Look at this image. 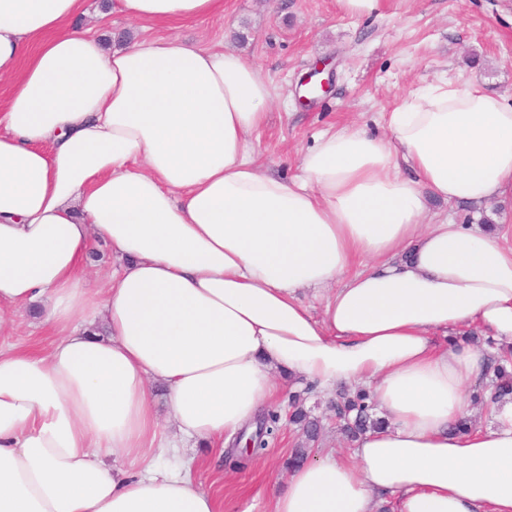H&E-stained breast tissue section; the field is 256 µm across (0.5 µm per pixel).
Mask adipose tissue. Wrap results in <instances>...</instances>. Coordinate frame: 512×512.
I'll list each match as a JSON object with an SVG mask.
<instances>
[{
	"instance_id": "1",
	"label": "adipose tissue",
	"mask_w": 512,
	"mask_h": 512,
	"mask_svg": "<svg viewBox=\"0 0 512 512\" xmlns=\"http://www.w3.org/2000/svg\"><path fill=\"white\" fill-rule=\"evenodd\" d=\"M223 9L112 0L142 26ZM82 12L0 0V334L22 310L57 334L0 345V512H218L186 449L224 447L297 382L365 386L387 425L291 468L268 512H512V397L455 432L489 355L446 343L474 325L512 344V246L421 224L429 195H512V102L439 81L389 137L323 134L287 181L260 162L271 90L239 53L110 48ZM97 237L120 264L94 292ZM327 287L314 316L300 293Z\"/></svg>"
}]
</instances>
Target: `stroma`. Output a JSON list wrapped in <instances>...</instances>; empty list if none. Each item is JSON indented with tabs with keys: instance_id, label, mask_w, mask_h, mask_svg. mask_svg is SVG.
I'll list each match as a JSON object with an SVG mask.
<instances>
[{
	"instance_id": "obj_1",
	"label": "stroma",
	"mask_w": 512,
	"mask_h": 512,
	"mask_svg": "<svg viewBox=\"0 0 512 512\" xmlns=\"http://www.w3.org/2000/svg\"><path fill=\"white\" fill-rule=\"evenodd\" d=\"M223 18L142 30L86 0L79 26L98 35L130 32L133 38H173L201 46H225L255 65L269 81L273 103L260 134L270 173L297 174L301 156L328 129L353 123L386 131L389 112L411 93L449 79L476 82L512 99V0H385L380 15H344L336 0H225ZM330 79L327 92L307 94L304 83L317 65ZM430 214L459 224L487 220L505 229L512 245V198L476 207L431 200ZM307 408L321 421L312 450L347 454L351 444L328 408L329 394L306 391ZM306 443L301 430L284 425L266 453L206 452L199 477L224 502V512H266L270 496L286 481L284 460Z\"/></svg>"
}]
</instances>
